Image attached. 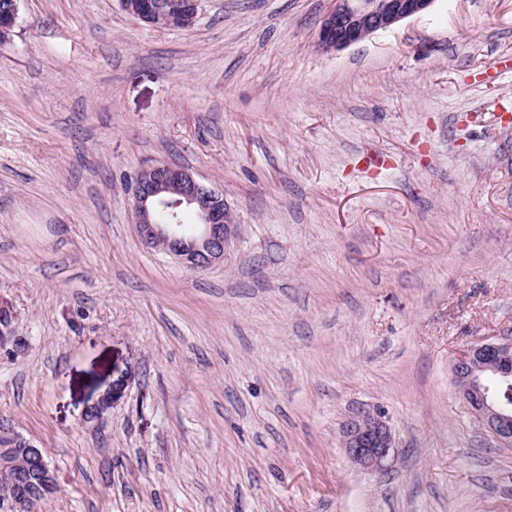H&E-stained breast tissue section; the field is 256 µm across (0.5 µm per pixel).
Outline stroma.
<instances>
[{
  "label": "stroma",
  "instance_id": "obj_1",
  "mask_svg": "<svg viewBox=\"0 0 512 512\" xmlns=\"http://www.w3.org/2000/svg\"><path fill=\"white\" fill-rule=\"evenodd\" d=\"M334 0H21L0 45V418L38 512H512V445L450 373L512 336V0H436L338 51ZM189 167L223 262L145 245L132 180ZM132 373L101 420L84 414ZM366 410L394 457L339 438ZM121 8L128 15L152 24L151 18L170 15L175 20L173 29H189L198 19L200 0H171L164 4L161 0H120ZM340 439L350 460L366 471L384 469L394 452L389 426L370 411L348 417L341 426ZM2 428V436L10 443V448H0V473L8 478L13 490L15 479H21L23 473L29 467H37L42 470V475L38 472H30L27 476V485L25 492L36 500L47 498L48 494L45 490L52 489L55 485V476L50 469L44 448H40L32 440L21 435L12 424L0 421V429ZM0 438V445H7V441ZM43 479L44 484L43 485Z\"/></svg>",
  "mask_w": 512,
  "mask_h": 512
}]
</instances>
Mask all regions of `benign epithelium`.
Instances as JSON below:
<instances>
[{"instance_id": "obj_1", "label": "benign epithelium", "mask_w": 512, "mask_h": 512, "mask_svg": "<svg viewBox=\"0 0 512 512\" xmlns=\"http://www.w3.org/2000/svg\"><path fill=\"white\" fill-rule=\"evenodd\" d=\"M437 0H336L322 19L318 43L326 51L341 50L368 36L387 30L406 18L427 12ZM124 12L149 24L169 15L175 28L193 27L200 0H120ZM19 3L0 16V39L8 41L17 22ZM132 214L142 241L175 256L192 270H204L224 260L228 244L229 212L224 191L200 181L188 168L155 160L137 172L132 185ZM454 385L472 413L502 442L512 444V339H482L463 347L451 360ZM131 374L112 382L108 397L90 406L87 418L97 419L122 395ZM0 435L8 447L0 448V473L10 484L30 467L42 470L45 487L55 476L45 450L0 421ZM341 445L350 460L366 471L384 469L394 452L389 426L377 414L358 412L340 429Z\"/></svg>"}]
</instances>
